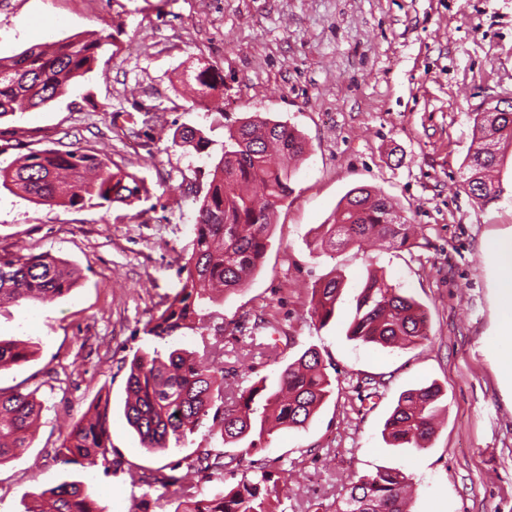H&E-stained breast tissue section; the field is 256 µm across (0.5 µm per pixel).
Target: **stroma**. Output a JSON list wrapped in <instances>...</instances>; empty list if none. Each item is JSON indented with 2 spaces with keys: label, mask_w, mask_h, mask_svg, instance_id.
Wrapping results in <instances>:
<instances>
[{
  "label": "stroma",
  "mask_w": 512,
  "mask_h": 512,
  "mask_svg": "<svg viewBox=\"0 0 512 512\" xmlns=\"http://www.w3.org/2000/svg\"><path fill=\"white\" fill-rule=\"evenodd\" d=\"M112 35L92 73L49 108L0 118V163L44 149H80L143 178L148 199L83 209L31 203L0 188V253L48 252L77 282L50 303L0 309V337L32 339L30 360L0 372V387L43 403L30 448L0 464V512L65 481L92 488L106 512H173L174 491H147L142 473L196 448L223 445L204 420L185 445L142 448L123 415L127 364L141 349L191 350L194 332L160 340L143 328L178 286V260L197 221L213 157L229 126L260 115L294 127L306 154L292 195L274 217L263 263L243 288L209 309L235 322L275 315L278 343L264 354L226 345L225 365L276 378L305 349L335 370L334 392L298 430H277L241 471L282 472L278 512H335L358 476L397 467L413 484L410 512H512V380L492 351L501 310L485 239L512 233V147L498 201L464 191L472 112L512 100V0H0V57L74 37ZM210 63L224 76L214 105L185 86ZM203 129L208 153L172 147L175 129ZM387 195L417 227L406 249L312 250L352 188ZM420 302L429 341L405 350L348 340L354 297L368 273ZM343 275L335 320L309 312L315 283ZM444 392L442 424L426 447L392 446L383 425L399 395ZM109 393L120 466L86 468L56 455L64 422Z\"/></svg>",
  "instance_id": "35a3bbf8"
}]
</instances>
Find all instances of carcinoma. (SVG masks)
I'll return each instance as SVG.
<instances>
[{
    "label": "carcinoma",
    "instance_id": "cac0c4a2",
    "mask_svg": "<svg viewBox=\"0 0 512 512\" xmlns=\"http://www.w3.org/2000/svg\"><path fill=\"white\" fill-rule=\"evenodd\" d=\"M104 38L78 36L49 47L35 45L0 57V118L26 109L50 107L76 80L93 70ZM198 97L208 98L224 87L219 69L204 65L194 70ZM474 143L466 157L464 189L485 205L501 194L496 168L512 145V101L500 100L472 114ZM211 140L194 127L176 129L173 147L206 151ZM306 143L293 128L259 116L249 117L228 131L221 155L210 170L211 180L200 200L190 250L178 267L179 287L166 296L146 324L145 333L159 339L200 331L202 348L172 347L137 352L126 380L123 414L150 451L180 446L212 416L222 443L248 441L238 454L206 446L181 471L171 462L142 476L150 490L175 487L180 492L174 512H276L287 493V482L264 467L243 475L233 486L203 492L218 471L239 467L277 429L304 427L333 392L332 380L320 352L310 347L283 368L273 385L261 378L237 386L224 400V380L247 378L235 366H220L224 357V323L216 321L209 303L217 292H233L261 267L273 217L293 192L292 170L283 160H298ZM0 187L32 202L81 209L100 204L131 205L148 192L144 180L120 167H111L79 149H45L0 166ZM316 249L338 246L362 248L369 240L391 249L411 245L415 225L380 190L351 189L339 203L333 223ZM341 275L320 281L311 291V314L321 325L336 316L342 292ZM76 283L74 271L49 253L19 256L0 254V308L26 300L52 302L67 295ZM275 328L264 313L251 326L239 322L236 343L264 346L257 333ZM347 337L364 344L407 348L429 340L428 315L413 297L385 276L369 274L355 299ZM30 340L0 339V372L21 365L34 355ZM443 394L435 384L402 392L384 422L383 434L394 445L423 448L436 431ZM42 406L30 393L0 387V464L30 447L31 428ZM111 400L101 396L72 424L56 454L65 464L94 465L112 461ZM411 478L400 468L382 467L353 482L349 497L335 512H408ZM25 512H105L92 490L80 481L63 482L33 500Z\"/></svg>",
    "mask_w": 512,
    "mask_h": 512
}]
</instances>
